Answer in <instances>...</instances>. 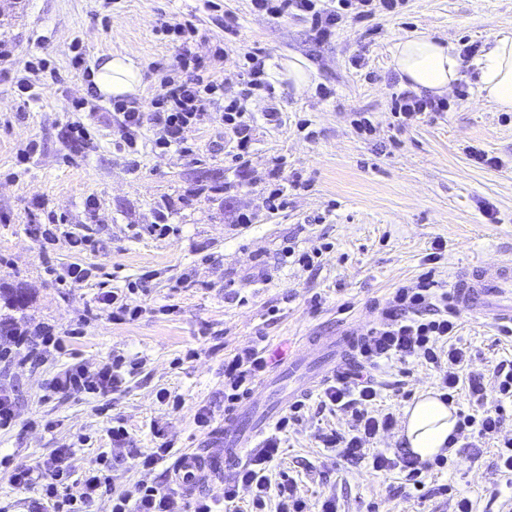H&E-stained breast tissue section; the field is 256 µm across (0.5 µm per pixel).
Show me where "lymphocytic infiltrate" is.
<instances>
[{
  "mask_svg": "<svg viewBox=\"0 0 512 512\" xmlns=\"http://www.w3.org/2000/svg\"><path fill=\"white\" fill-rule=\"evenodd\" d=\"M407 0H251L255 11L274 19L299 17L309 22L317 35L326 38L353 19L374 17L376 11L397 15ZM161 34L175 37L179 52L174 61L160 70L158 88L143 110L139 101L116 98L112 101V126L121 143L136 149L144 130L154 133L155 148L189 154L184 132L201 128L221 119L225 130L236 140L237 151H246L255 114L251 108L257 91H270L265 58L248 52L239 70L240 92L224 96V58L228 45H216L209 57L198 56L192 45L199 34L193 20L174 24L165 22ZM434 271L422 273L416 283L395 289L381 308L378 322L367 328L359 342L356 370L329 380L319 393L322 410L347 417L344 430L317 428L319 447L334 451L346 462H368L376 472L398 471L404 486L421 490L433 473L461 469L462 459L438 455L423 460L407 449L386 454L373 444L390 432L396 423L393 413L377 410L380 396L369 368L383 362L399 365L408 373L411 363L424 361L436 369L442 399L453 403L458 393H466L467 409L458 411L456 430L448 440L456 447L460 440L478 439L494 443L499 471L512 473V416L504 406L512 400V362H499L492 372L470 367V354L456 333L459 311L450 291L437 288ZM8 344L0 355L18 364L46 362L61 338L52 325L42 323L33 330L13 328L7 331ZM139 359L112 361L89 367L80 363L66 365L47 380V391L66 397L104 396L121 391L126 382L125 368H138ZM270 361L264 349L251 344L240 348L224 361V408L232 410L247 398L264 376ZM496 406H489L490 397ZM303 402H295L276 424L274 431L253 448L239 466L233 482L224 486V512H308V504L290 476L273 480L271 466L292 426L300 420ZM74 450L56 449L47 459L32 466L15 467L12 484L21 489L41 487L43 497L35 512H95L102 500H109V512H214L213 501L205 496L186 498L175 488L138 482L133 489L113 492L110 478L97 469L85 470L73 486L64 478L72 473Z\"/></svg>",
  "mask_w": 512,
  "mask_h": 512,
  "instance_id": "1",
  "label": "lymphocytic infiltrate"
}]
</instances>
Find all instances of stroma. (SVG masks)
Here are the masks:
<instances>
[{
  "label": "stroma",
  "instance_id": "stroma-1",
  "mask_svg": "<svg viewBox=\"0 0 512 512\" xmlns=\"http://www.w3.org/2000/svg\"><path fill=\"white\" fill-rule=\"evenodd\" d=\"M217 2L212 9L206 0H0V48L9 53L0 60V288L22 289L25 299L17 306L0 298V322H44L60 332L85 327L47 362L0 360V382L16 402L15 424L0 432V458L11 465L35 464L68 444L78 472L100 456L111 458L116 490L141 480L167 482L163 468L141 471L136 453L155 446L158 425L176 449L198 447L206 432L194 415L203 406L223 426L224 359L234 350L259 343L277 366L300 337L377 322L379 303L425 272L434 239L447 244L433 268L445 289L459 269L512 254V112L479 98L475 62L463 64L449 111L421 115L403 129L391 111L398 40L424 34L486 51L512 38V0H409L401 14L377 12L326 40L303 21L253 12L249 0ZM228 15L238 36L236 52L224 61L225 95L239 89L241 53L258 49L269 57L268 80L282 113L278 124L257 123L244 157L231 152L218 119L185 132L189 155L155 151L147 130L136 157H128L115 144L112 106L103 98L94 102L103 132L93 133L89 148L72 150L65 140L74 118L70 102L86 96L99 55L132 58L141 69L137 97L147 103L159 83L156 63L178 50L158 34L160 22L193 19L202 35L196 50L206 56ZM76 44L85 54L82 70L72 64ZM39 59L57 81L27 103L15 79ZM293 59L310 68L301 89L282 77ZM325 88L330 97H322ZM360 113L370 116L374 133L357 132L352 121ZM31 143L35 153L20 163V150ZM470 145L501 157L503 167H476L465 153ZM205 170L223 172V204L210 202L208 184L198 177ZM276 187L287 204L270 211L262 200ZM90 199L96 209L87 208ZM241 213L249 215L247 224H237ZM162 217L175 234L149 232ZM51 219L90 236L91 247L79 253L63 240L42 246L33 225ZM291 248L320 256L304 267L288 257ZM48 260L92 268L90 283L59 284L44 272ZM100 282L109 289L135 286L132 301L143 306L142 315L118 323L90 314ZM314 296L320 308L311 307ZM458 334L474 369L512 361V337L479 315L462 312ZM117 355L143 360L122 392L74 399L44 388L60 365L94 367ZM374 376L384 388L382 408L398 421L420 393L438 389L436 370L421 362L406 376L394 366ZM162 388L181 398L180 410L157 400ZM305 404L273 478L294 477L312 504L335 489L343 512H449L446 496L398 492V473L324 461L311 423L340 428L345 418L322 414L317 397ZM34 419L53 427L32 428ZM120 421L129 439L116 448L108 430ZM460 454L462 469L434 476L433 485L470 498L474 512H512V475L498 471L492 442Z\"/></svg>",
  "mask_w": 512,
  "mask_h": 512
}]
</instances>
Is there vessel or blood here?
I'll list each match as a JSON object with an SVG mask.
<instances>
[{
  "instance_id": "b4317fda",
  "label": "vessel or blood",
  "mask_w": 512,
  "mask_h": 512,
  "mask_svg": "<svg viewBox=\"0 0 512 512\" xmlns=\"http://www.w3.org/2000/svg\"><path fill=\"white\" fill-rule=\"evenodd\" d=\"M454 287L462 308L500 325L512 324L511 256L491 270L480 264L465 267L455 276ZM356 343L348 330L337 336L304 337L303 349L295 350L278 373L292 383L288 399L308 395L353 361ZM275 417L273 409L257 401L245 403L206 438L203 447L182 454L175 482L191 493L224 482L235 474L245 449L269 429Z\"/></svg>"
}]
</instances>
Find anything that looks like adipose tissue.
I'll return each mask as SVG.
<instances>
[{
	"label": "adipose tissue",
	"instance_id": "obj_1",
	"mask_svg": "<svg viewBox=\"0 0 512 512\" xmlns=\"http://www.w3.org/2000/svg\"><path fill=\"white\" fill-rule=\"evenodd\" d=\"M395 64L402 79L413 89L437 94L451 91L460 76L461 57L453 43L429 36L400 40L395 48ZM480 70L479 95L498 110L512 111V38L503 37L477 61ZM140 69L128 57L99 58L94 84L104 97L136 93ZM455 407L439 397L421 395L405 413V446L424 459L440 454L456 428Z\"/></svg>",
	"mask_w": 512,
	"mask_h": 512
}]
</instances>
